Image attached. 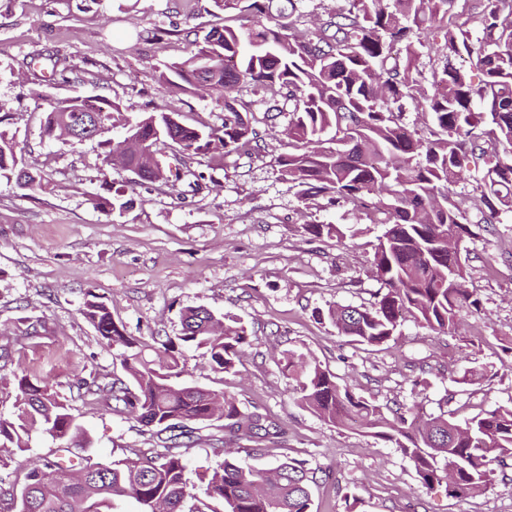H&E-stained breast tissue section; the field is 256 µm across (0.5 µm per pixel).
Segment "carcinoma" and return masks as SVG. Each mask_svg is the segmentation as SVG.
Masks as SVG:
<instances>
[{
	"label": "carcinoma",
	"mask_w": 512,
	"mask_h": 512,
	"mask_svg": "<svg viewBox=\"0 0 512 512\" xmlns=\"http://www.w3.org/2000/svg\"><path fill=\"white\" fill-rule=\"evenodd\" d=\"M299 0H248L249 25L214 27L203 41L184 40L181 55L159 72L179 94L202 92L224 107L219 127L191 125L163 107L137 122L122 123V106L108 98H67L45 111L43 136L66 137L85 121L98 122L104 163L119 165L141 183L190 179L202 189L205 176L191 169L192 156L251 155L257 133L243 113L253 101L240 96L248 87L268 104V119L288 112V152L277 158L281 174L299 187L300 198L324 195L329 204H347L382 226L372 266L382 288L371 307L351 304L317 312L339 334L368 345L395 337L411 316L433 330L455 327L458 315L476 306L465 287V263L448 251V241L471 235L472 224H498L512 212V0H474L466 12L455 0H349V8L325 12L309 34L291 21ZM438 30L442 68L423 85L418 61L428 35ZM410 99L431 116L433 138L412 133L403 101ZM123 125L126 136L106 134ZM170 145L166 160L155 157L159 142ZM15 137L0 130V180L26 188L43 187L38 168L19 165ZM466 172L479 176L476 193L455 200ZM132 200L115 189L94 206L125 211ZM314 237L339 240L336 224H304ZM81 315L103 346L120 351L132 386L111 383L112 398L142 426L161 435V448L135 457L95 461L77 453L86 433L68 404L46 381L16 375L15 411L0 416V448H27L40 427L67 461L45 459L29 465L20 487L3 491L13 512H114L130 499L137 512H313L305 463L285 459L256 469L224 458L213 471L205 498L193 493L185 456L197 443L196 426L224 419V443L264 432L278 434L268 417L243 411L224 389L173 382L182 372L183 349L205 350L211 369L234 373L249 343L241 319L214 315L204 307L181 313L179 336L148 344L127 335L107 305L91 295ZM277 365L295 381L298 402L335 427L358 424L364 433L390 442L414 465L427 488L445 484L453 499L486 490L492 465L512 459V406H499L462 422L440 414L420 419L413 413L387 418L372 402L341 388L336 376L303 354L285 351ZM195 500L185 509L187 500Z\"/></svg>",
	"instance_id": "cac0c4a2"
}]
</instances>
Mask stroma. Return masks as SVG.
Returning <instances> with one entry per match:
<instances>
[{
    "instance_id": "stroma-1",
    "label": "stroma",
    "mask_w": 512,
    "mask_h": 512,
    "mask_svg": "<svg viewBox=\"0 0 512 512\" xmlns=\"http://www.w3.org/2000/svg\"><path fill=\"white\" fill-rule=\"evenodd\" d=\"M181 0H10L0 8L1 127L37 157L46 189L0 180V416L10 417L15 373L47 379L69 404L98 460L134 456L159 445L127 412L117 411L107 385L125 379L118 351H106L81 315L86 293L106 303L128 334L145 342L180 333L185 308L241 318L250 344L236 373L213 372L202 352L186 350L181 379L224 389L239 407L271 417L278 438L244 441L240 460L264 469L291 457L315 471V512H512V469L494 474L479 496L452 499L426 488L413 463L390 443L335 428L299 405L293 382L275 363L286 350L305 354L338 383L391 413L396 404L456 420L512 404V215L472 225L460 243L466 286L478 301L448 334L407 319L394 340L362 345L318 320L333 304L368 306L380 287L372 270L378 228L327 198L301 200L281 176L276 158L287 152V116L266 121L249 113L260 134L251 156L200 154L197 171L213 188L179 194L161 183H136L106 166L97 141L48 140L42 135L49 103L74 96L122 104L129 121L173 104L186 122L221 124L224 109L208 97L174 94L158 78L176 42L157 40L156 28L206 30L245 13L216 11L198 0L185 17ZM60 55L55 77L31 66L34 56ZM124 187L133 206L123 214L96 209L108 186ZM332 222L351 230L344 241L305 234L303 225ZM96 380L90 396L77 378ZM187 454L186 476L196 495L223 463L212 450L221 420L206 424ZM55 441L32 430L28 449L0 465V485L23 480L21 466L48 457ZM353 506H346V498Z\"/></svg>"
}]
</instances>
